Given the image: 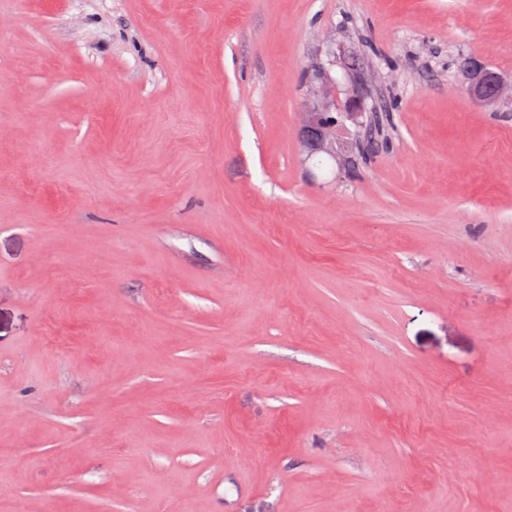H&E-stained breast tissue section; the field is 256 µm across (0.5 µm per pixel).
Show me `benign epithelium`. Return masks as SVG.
<instances>
[{
  "label": "benign epithelium",
  "mask_w": 512,
  "mask_h": 512,
  "mask_svg": "<svg viewBox=\"0 0 512 512\" xmlns=\"http://www.w3.org/2000/svg\"><path fill=\"white\" fill-rule=\"evenodd\" d=\"M469 79L470 92L484 101L497 102L506 96L512 99V85H505L495 71L476 68L469 74ZM309 88V98L300 112V123L304 127L318 128L319 135L314 141L301 143L305 157L321 153L334 159L339 155L348 157L355 154L361 145L362 134L352 135L345 127L336 125L334 121H326L324 117L339 110L358 129H364L368 115L361 111L360 98L352 93L343 100L339 99L336 80L326 70L310 81Z\"/></svg>",
  "instance_id": "1"
}]
</instances>
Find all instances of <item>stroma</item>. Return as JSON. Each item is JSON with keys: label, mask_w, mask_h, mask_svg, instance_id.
Segmentation results:
<instances>
[{"label": "stroma", "mask_w": 512, "mask_h": 512, "mask_svg": "<svg viewBox=\"0 0 512 512\" xmlns=\"http://www.w3.org/2000/svg\"><path fill=\"white\" fill-rule=\"evenodd\" d=\"M353 46L386 138L304 160ZM462 55L512 81V0H0L13 512H512V100ZM468 76L471 80L469 90L474 96L489 102L500 101L506 95L512 99V85L507 87L497 72L476 68Z\"/></svg>", "instance_id": "1"}]
</instances>
